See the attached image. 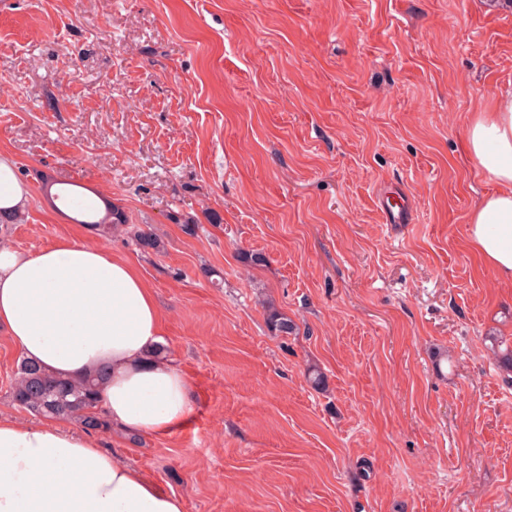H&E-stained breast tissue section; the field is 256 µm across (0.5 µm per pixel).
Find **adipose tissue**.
<instances>
[{"instance_id":"1","label":"adipose tissue","mask_w":512,"mask_h":512,"mask_svg":"<svg viewBox=\"0 0 512 512\" xmlns=\"http://www.w3.org/2000/svg\"><path fill=\"white\" fill-rule=\"evenodd\" d=\"M468 155L496 183L472 210L468 239L512 282V97L474 113ZM30 191L0 154V209L22 211ZM162 322L138 268L101 247L64 240L38 252L0 245V333L46 372L103 371L100 407L114 428L161 436L192 410L182 369L159 355ZM0 512H184L180 496L63 420L0 416Z\"/></svg>"}]
</instances>
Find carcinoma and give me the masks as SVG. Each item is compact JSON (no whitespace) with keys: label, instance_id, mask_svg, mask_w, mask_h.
<instances>
[{"label":"carcinoma","instance_id":"obj_1","mask_svg":"<svg viewBox=\"0 0 512 512\" xmlns=\"http://www.w3.org/2000/svg\"><path fill=\"white\" fill-rule=\"evenodd\" d=\"M128 224L127 214L109 201L104 202L103 216L92 222L99 236L106 240ZM133 241L145 253H158L161 250L158 238L149 231L134 232ZM266 323L276 336H288L296 330L295 322L273 306L267 308ZM101 392L102 382L92 375L80 381H66L23 361L12 398L20 407L44 419L67 416L80 421L88 431H103L109 429L110 425L99 408Z\"/></svg>","mask_w":512,"mask_h":512}]
</instances>
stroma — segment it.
Returning <instances> with one entry per match:
<instances>
[{"mask_svg": "<svg viewBox=\"0 0 512 512\" xmlns=\"http://www.w3.org/2000/svg\"><path fill=\"white\" fill-rule=\"evenodd\" d=\"M509 91L496 0H0V153L31 192L0 241L135 262L193 390L184 426L103 447L185 512H512V372L482 341L512 343V283L468 246L496 185L462 149ZM391 185L413 223H385ZM20 360L0 335V413L29 422ZM98 231L99 236L108 240L112 232L124 229L129 224L127 214L109 201H104V214L98 220L91 222ZM266 323L270 332L276 336H288L296 330L295 322L273 306L267 308Z\"/></svg>", "mask_w": 512, "mask_h": 512, "instance_id": "35a3bbf8", "label": "stroma"}]
</instances>
